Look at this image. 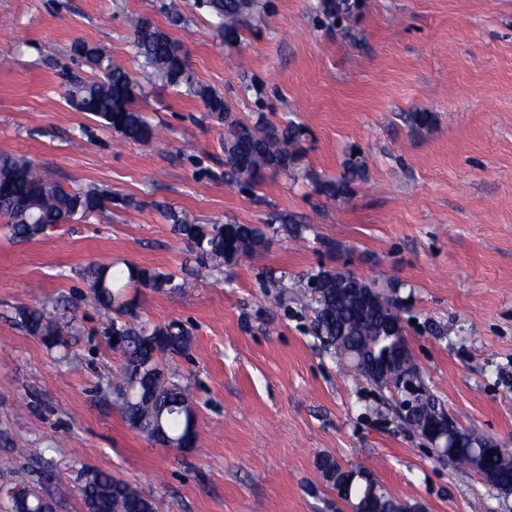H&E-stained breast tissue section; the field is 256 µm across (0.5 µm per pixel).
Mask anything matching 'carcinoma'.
I'll list each match as a JSON object with an SVG mask.
<instances>
[{"label":"carcinoma","mask_w":512,"mask_h":512,"mask_svg":"<svg viewBox=\"0 0 512 512\" xmlns=\"http://www.w3.org/2000/svg\"><path fill=\"white\" fill-rule=\"evenodd\" d=\"M261 0H209V7L218 19L224 41L234 43L240 38V25L245 16L255 12ZM359 10V0H320L325 19L338 25L351 19ZM137 53L150 74L170 86L188 80L182 45L156 27L146 17L132 20ZM74 55L93 69L104 70L97 80H84L75 74H64L70 105L78 112L91 114L112 128L122 138L147 142L153 129L142 113L133 108L134 78L119 67L107 65L105 51L85 41L72 45ZM192 94L199 98L211 117L224 123V167L227 175L238 181L256 182L267 170L288 173L299 157V136L296 128L282 131L272 125L252 126L230 121L224 99L205 85H197ZM366 162L359 152H351L343 164V173L336 180L319 181V191L330 199L345 198L353 186L366 178ZM112 202V193L95 185L67 189L41 171L29 157L0 154V219L11 233L32 239L53 224H68L76 217H85L105 209ZM177 231L195 245L203 255L216 263H233L243 256L265 248L264 233L251 224H179ZM83 278L96 302L112 310L122 300L117 284L127 281L138 287L161 290L172 286L173 276L152 272L135 265L116 269L112 263H96L83 271ZM326 296L317 319L316 331L323 343L341 356L355 354L362 362L372 363L389 347L396 349L407 370L417 369L409 349L381 331L387 320H400L389 298L376 294L377 300L367 320H357L358 309L336 289L344 282L358 280L349 272L322 270L313 275ZM20 324L28 333L38 336L49 348L67 345L61 325L40 309L18 310ZM109 342L124 365L113 380L117 406L125 422L150 442L168 448L190 450L198 446L199 431L192 401L184 388L164 382L162 357L182 354L188 350L191 336L172 325L159 327L142 323L133 327L116 318H109ZM454 462L468 466L481 459L484 478L497 490L512 491V457L504 454L480 436L472 438V447L452 449ZM317 468L324 480L336 489L352 512H419L420 505L393 496L381 483L372 479L369 468L348 463L344 466L329 455L317 459ZM42 479H17L12 486L21 488L24 497L11 502L12 512H27L28 507L44 504L46 512L54 507L46 503ZM85 512H157V505L127 482L116 480L104 471H90L82 486Z\"/></svg>","instance_id":"cac0c4a2"}]
</instances>
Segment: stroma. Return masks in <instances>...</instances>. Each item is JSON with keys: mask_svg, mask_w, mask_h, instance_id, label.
Instances as JSON below:
<instances>
[{"mask_svg": "<svg viewBox=\"0 0 512 512\" xmlns=\"http://www.w3.org/2000/svg\"><path fill=\"white\" fill-rule=\"evenodd\" d=\"M168 2L0 0V154L112 194L30 240L0 225V468L51 473L55 512H84L88 470L137 486L159 512H349L317 470L329 454L423 512H512V495L422 444L392 389L324 347L305 290L338 269L394 299L438 407L512 450V0H361L345 29L320 24V0H266L233 44L204 0L178 22ZM132 16L182 44L191 82L220 93L233 119L298 124L296 170L250 188L227 177L222 124L186 87L145 73ZM78 39L135 78L155 138L123 140L69 106L63 71L97 76L73 58ZM416 110L434 123L412 128ZM354 148L366 180L326 198L315 179L338 178ZM178 217L255 225L267 247L214 266ZM108 261L176 282L127 293L139 319L192 337L164 362L193 400L191 451L148 443L114 403L122 359L82 279ZM25 307L67 328V347L30 335ZM20 437L36 456L17 452Z\"/></svg>", "mask_w": 512, "mask_h": 512, "instance_id": "stroma-1", "label": "stroma"}]
</instances>
